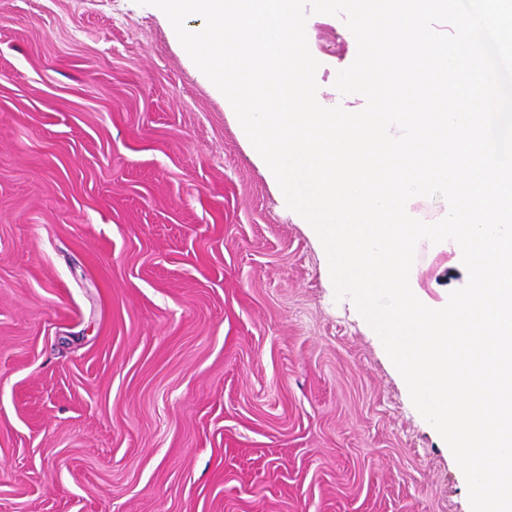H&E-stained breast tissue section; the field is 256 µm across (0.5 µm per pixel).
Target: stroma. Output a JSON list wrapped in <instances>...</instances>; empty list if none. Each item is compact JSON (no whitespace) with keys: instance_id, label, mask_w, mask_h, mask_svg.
Masks as SVG:
<instances>
[{"instance_id":"obj_1","label":"stroma","mask_w":512,"mask_h":512,"mask_svg":"<svg viewBox=\"0 0 512 512\" xmlns=\"http://www.w3.org/2000/svg\"><path fill=\"white\" fill-rule=\"evenodd\" d=\"M317 99L357 43L310 15ZM424 297L467 279L440 245ZM223 94L136 0H0V512H470Z\"/></svg>"}]
</instances>
